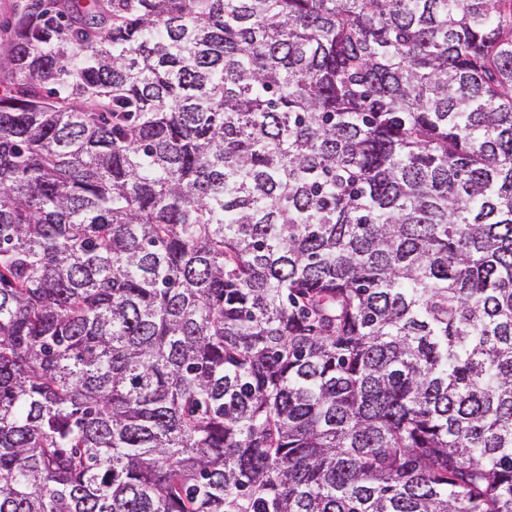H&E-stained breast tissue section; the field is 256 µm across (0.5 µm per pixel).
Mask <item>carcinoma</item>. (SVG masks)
<instances>
[{"mask_svg": "<svg viewBox=\"0 0 512 512\" xmlns=\"http://www.w3.org/2000/svg\"><path fill=\"white\" fill-rule=\"evenodd\" d=\"M5 32L0 512H512V0Z\"/></svg>", "mask_w": 512, "mask_h": 512, "instance_id": "obj_1", "label": "carcinoma"}]
</instances>
